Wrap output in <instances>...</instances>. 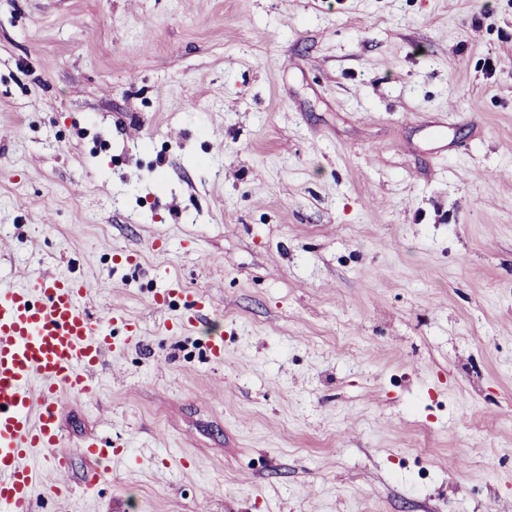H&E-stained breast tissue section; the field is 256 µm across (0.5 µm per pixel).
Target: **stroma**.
I'll list each match as a JSON object with an SVG mask.
<instances>
[{
  "instance_id": "1",
  "label": "stroma",
  "mask_w": 512,
  "mask_h": 512,
  "mask_svg": "<svg viewBox=\"0 0 512 512\" xmlns=\"http://www.w3.org/2000/svg\"><path fill=\"white\" fill-rule=\"evenodd\" d=\"M0 237L140 326L36 512H512V0H0Z\"/></svg>"
}]
</instances>
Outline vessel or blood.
I'll return each instance as SVG.
<instances>
[{
    "label": "vessel or blood",
    "mask_w": 512,
    "mask_h": 512,
    "mask_svg": "<svg viewBox=\"0 0 512 512\" xmlns=\"http://www.w3.org/2000/svg\"><path fill=\"white\" fill-rule=\"evenodd\" d=\"M89 283L35 276L0 284V512H34L38 467L58 475L50 494L69 493L61 410L65 395L90 393L114 324L139 327L119 307L89 314Z\"/></svg>",
    "instance_id": "obj_1"
}]
</instances>
